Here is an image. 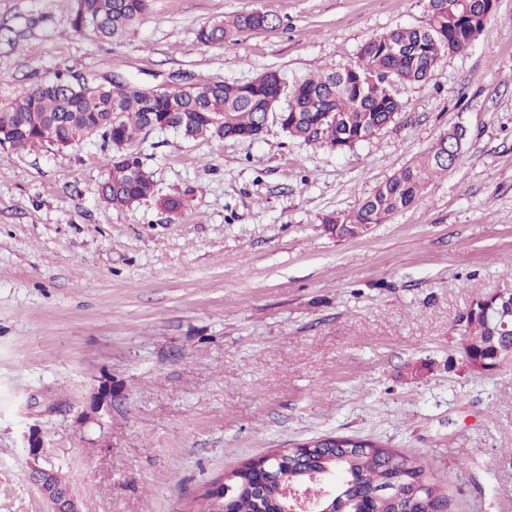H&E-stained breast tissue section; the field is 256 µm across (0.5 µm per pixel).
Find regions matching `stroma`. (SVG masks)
<instances>
[{
    "instance_id": "1",
    "label": "stroma",
    "mask_w": 512,
    "mask_h": 512,
    "mask_svg": "<svg viewBox=\"0 0 512 512\" xmlns=\"http://www.w3.org/2000/svg\"><path fill=\"white\" fill-rule=\"evenodd\" d=\"M262 10L236 45L198 29ZM427 20L425 0H150L119 39L74 31L67 0H0V107L60 69L131 83L294 82ZM352 149L288 138L134 145L157 197L104 205L101 141L0 150V512H193L215 476L327 434L429 460L447 512H512V362L462 350L472 303L512 291V0ZM466 141L423 199L339 239L352 211L449 127ZM34 479L38 486L40 487L43 495L47 498L46 500L49 502L52 511L54 512H79V509L74 501V499H70L68 494L65 493L62 497L68 503V507L62 511L60 509L59 499L55 501V490H65L64 484L62 482L63 478L60 474L54 469L50 468H40L36 467L34 471ZM71 501V507L69 506V502Z\"/></svg>"
}]
</instances>
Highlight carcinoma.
Returning <instances> with one entry per match:
<instances>
[{
  "instance_id": "carcinoma-1",
  "label": "carcinoma",
  "mask_w": 512,
  "mask_h": 512,
  "mask_svg": "<svg viewBox=\"0 0 512 512\" xmlns=\"http://www.w3.org/2000/svg\"><path fill=\"white\" fill-rule=\"evenodd\" d=\"M72 28L92 30L101 38L123 36L147 10L149 0H69ZM427 22L422 27H400L364 42L357 61L329 68L288 86L275 71L262 72L246 82L224 83V93L203 100L183 87L147 97L128 84L72 83L73 74L59 72L48 83L21 90L0 109V147L34 150L46 145L50 134L61 143L96 138L112 149V163L101 183L102 202L113 207L156 198L155 183L139 156L130 151L149 123L160 130L172 128L190 141L255 139L267 128L266 114L278 113L277 124L294 140L320 143L338 152L373 137L402 111L399 84H426L439 62L467 49L471 36L481 32L491 14L467 9L462 0H426ZM277 16L254 10L229 22H212L199 28L203 44L234 45L248 32L273 29ZM288 97L285 108L279 106ZM223 119L217 123L215 118ZM466 132L455 128L435 144L396 170L364 198L345 218L324 220L327 232L338 238L358 236L394 212L422 200L432 178L448 173L459 142ZM464 335L480 338L476 354L492 358L508 347L512 336V307L495 303L489 316L478 315V325L465 321ZM467 357L473 352L463 347ZM304 460L311 470L327 466L345 476L336 512H426L441 509L433 464L404 456L375 443L368 448H338L327 458L306 456L304 448L288 449L293 465L284 468L271 458L257 475L242 468L233 472L236 485L230 512H269L280 502L278 485L295 483Z\"/></svg>"
}]
</instances>
